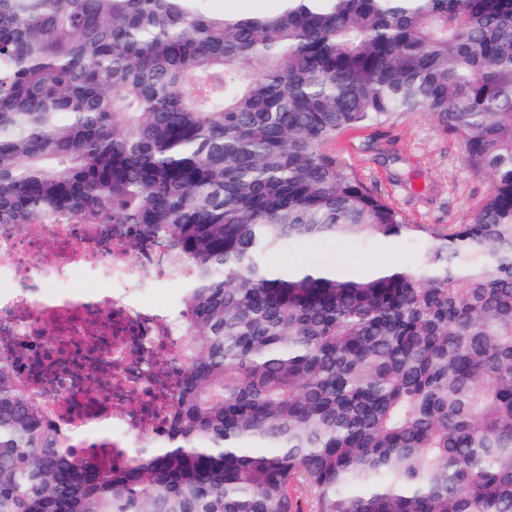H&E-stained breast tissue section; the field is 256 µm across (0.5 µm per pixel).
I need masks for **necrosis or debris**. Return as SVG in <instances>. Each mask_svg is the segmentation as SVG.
<instances>
[{"mask_svg":"<svg viewBox=\"0 0 512 512\" xmlns=\"http://www.w3.org/2000/svg\"><path fill=\"white\" fill-rule=\"evenodd\" d=\"M51 249L55 260L45 266L33 257ZM166 280L171 276L161 250L152 245L129 262L123 241L104 235L97 224L0 226V332L40 352V339L59 336L73 372L34 375L31 394L42 404L50 424L69 429L74 422L106 427L116 448L135 447L124 400L148 403L159 373L176 376L185 361L178 309L156 307L133 296L134 276ZM117 286L99 297L103 282ZM98 371L121 368L123 381L108 400H91L84 392L87 361Z\"/></svg>","mask_w":512,"mask_h":512,"instance_id":"necrosis-or-debris-1","label":"necrosis or debris"}]
</instances>
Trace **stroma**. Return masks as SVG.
<instances>
[{
    "mask_svg": "<svg viewBox=\"0 0 512 512\" xmlns=\"http://www.w3.org/2000/svg\"><path fill=\"white\" fill-rule=\"evenodd\" d=\"M338 150L360 181L381 194L409 223L434 231L470 223L492 189V179L473 173L460 145L421 112L394 116L386 124L347 131ZM343 257L361 265L411 263L410 244L363 250L338 242Z\"/></svg>",
    "mask_w": 512,
    "mask_h": 512,
    "instance_id": "obj_1",
    "label": "stroma"
}]
</instances>
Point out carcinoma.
<instances>
[{
	"instance_id": "carcinoma-1",
	"label": "carcinoma",
	"mask_w": 512,
	"mask_h": 512,
	"mask_svg": "<svg viewBox=\"0 0 512 512\" xmlns=\"http://www.w3.org/2000/svg\"><path fill=\"white\" fill-rule=\"evenodd\" d=\"M0 0V225L184 275L162 447L86 457L0 356V512H512V0ZM424 112L493 178L431 235L336 141ZM409 237L345 274L282 252ZM213 13L219 14L228 11L245 13H258L274 11L278 7V0H213L210 2Z\"/></svg>"
}]
</instances>
